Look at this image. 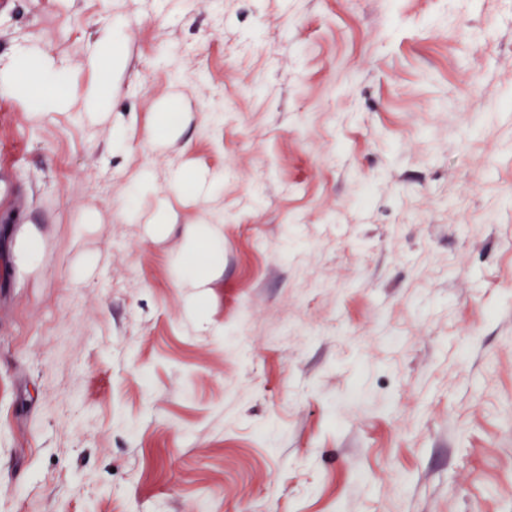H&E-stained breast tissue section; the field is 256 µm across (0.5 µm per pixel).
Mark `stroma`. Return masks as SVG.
<instances>
[{"instance_id":"35a3bbf8","label":"stroma","mask_w":512,"mask_h":512,"mask_svg":"<svg viewBox=\"0 0 512 512\" xmlns=\"http://www.w3.org/2000/svg\"><path fill=\"white\" fill-rule=\"evenodd\" d=\"M24 50L112 95L0 86V512H512V0H0Z\"/></svg>"}]
</instances>
